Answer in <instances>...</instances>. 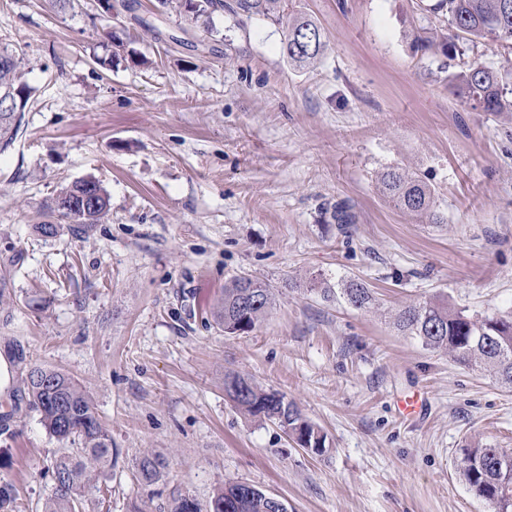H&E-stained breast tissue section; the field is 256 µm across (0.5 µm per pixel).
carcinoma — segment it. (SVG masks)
I'll list each match as a JSON object with an SVG mask.
<instances>
[{
  "label": "carcinoma",
  "instance_id": "cac0c4a2",
  "mask_svg": "<svg viewBox=\"0 0 512 512\" xmlns=\"http://www.w3.org/2000/svg\"><path fill=\"white\" fill-rule=\"evenodd\" d=\"M161 13L174 14L187 33L202 25L214 37L229 45L215 26L214 18L227 16L236 21L260 18L282 31V53L299 68L315 65L327 50V41L317 23L298 9L295 0H157ZM429 10L446 18L448 33L424 31L415 36L416 48L426 51L436 45L448 58L459 51V42L492 41L512 50V0H436ZM20 56L0 46V153L14 143L31 96L22 81ZM446 82L462 102L480 112H512V83L501 73L473 63L450 73ZM385 198L403 213L442 224L430 185L417 174L399 166L387 167L379 176ZM51 213L82 235L94 224L108 220L110 197L95 178L72 181L57 191L49 205ZM343 297L357 309L374 302L373 292L358 280H348ZM274 289L249 275L241 274L224 285V294L213 311L228 335L254 328L273 306ZM396 327L432 350L444 351L454 361L492 372L512 388V313L475 319L442 299L430 298L400 309ZM227 380L242 386L231 400L245 415L263 417L288 430L303 448H325L321 429L309 421L284 396L266 391L238 374ZM18 397L36 412L45 428L59 440H70L76 448L58 454L52 464V487L41 512H83L87 495L100 489L112 470V434L102 423L89 392L70 375L51 368L24 367ZM165 461L144 456L137 465L140 478L154 483L163 477ZM457 472L473 494L490 512H512V452L502 448H467ZM0 512H22L15 486L0 480ZM171 512H201L198 503L185 495L172 499ZM209 512H278L277 497L247 483L217 488Z\"/></svg>",
  "mask_w": 512,
  "mask_h": 512
}]
</instances>
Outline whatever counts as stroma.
<instances>
[{"label":"stroma","mask_w":512,"mask_h":512,"mask_svg":"<svg viewBox=\"0 0 512 512\" xmlns=\"http://www.w3.org/2000/svg\"><path fill=\"white\" fill-rule=\"evenodd\" d=\"M142 24L97 0H0V43L27 61L21 130L0 155V358L71 375L112 434L116 462L87 512H168L173 494L207 507L247 482L289 512H488L456 473L463 449L512 450V388L422 346L394 325L404 305L440 295L470 316L512 310V112H476L442 68L512 71L479 40L453 61L416 50L444 28L419 0H300L328 43L290 66L282 33L216 18L231 41L182 33L138 0ZM120 36L129 59L112 60ZM400 164L431 186L443 223L403 215L377 175ZM92 177L111 215L80 239L41 236L62 184ZM352 208L341 234L336 203ZM247 273L276 301L255 328L225 334L211 315ZM358 279L357 309L327 288ZM10 363L0 411V479L40 506L65 444L14 404ZM238 374L283 394L326 437L299 447L278 424L240 413ZM421 392L428 411L400 400ZM167 462L158 483L136 463Z\"/></svg>","instance_id":"35a3bbf8"}]
</instances>
